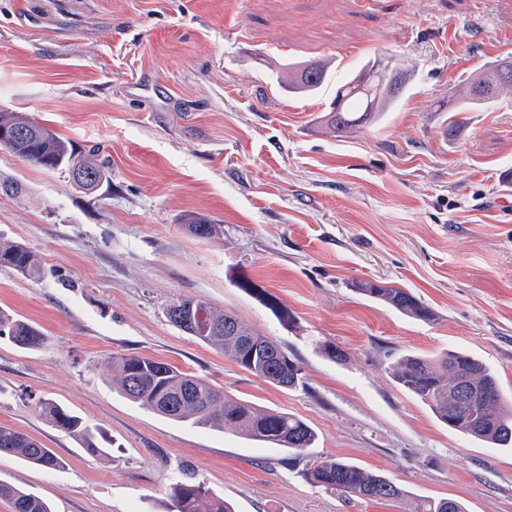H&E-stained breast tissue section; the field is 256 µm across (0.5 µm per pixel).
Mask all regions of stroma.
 <instances>
[{
    "mask_svg": "<svg viewBox=\"0 0 512 512\" xmlns=\"http://www.w3.org/2000/svg\"><path fill=\"white\" fill-rule=\"evenodd\" d=\"M318 59L336 81L377 59L416 79L379 123L338 134L333 90L295 96L272 76ZM508 60L512 0H0V108L100 146L110 170L90 193L0 151V182L22 186L0 190V236L40 262L34 276L0 266V310L45 336L32 350L0 338V425L67 462L2 454L0 481L53 512H176L169 488L188 474L233 512H416L448 498L512 512V451L441 425L388 371L402 353L461 348L512 394V215L494 204L512 170V92L482 112L438 106ZM142 80L148 96H130ZM195 215L223 239L192 235ZM359 281L410 291L435 322L365 299ZM180 297L278 341L303 386L264 382L174 327L166 309ZM129 354L298 416L316 454L383 474L403 496L327 492L304 478L308 459L129 402L111 369ZM42 399L95 426L104 454L54 429Z\"/></svg>",
    "mask_w": 512,
    "mask_h": 512,
    "instance_id": "obj_1",
    "label": "stroma"
}]
</instances>
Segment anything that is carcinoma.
<instances>
[{
    "label": "carcinoma",
    "mask_w": 512,
    "mask_h": 512,
    "mask_svg": "<svg viewBox=\"0 0 512 512\" xmlns=\"http://www.w3.org/2000/svg\"><path fill=\"white\" fill-rule=\"evenodd\" d=\"M503 64L471 79L452 93L455 111L470 112L476 105L494 99L501 88L512 87V77L502 78ZM376 85L371 97L357 91L362 77L345 80L336 87L330 126L348 133L377 122L396 106L414 73L390 68L372 69ZM328 69L308 61L291 69L288 88L294 93L313 94L328 82ZM0 151L8 152L44 170L79 171L77 183L93 192L106 180L105 162L99 149L76 150L68 141L21 112L0 109ZM187 229L202 239L220 237L222 227L204 217L189 219ZM0 266L23 274L39 267L35 254L15 241L0 239ZM355 290L401 314L423 322L434 320L433 310L414 294L384 283L359 282ZM167 318L200 342L218 348L224 357L250 374L283 388L302 382V369L271 337L241 320L234 312L202 301L177 299L167 308ZM0 336L17 347L35 349L44 343L34 325L0 311ZM395 384L425 402L439 422L464 436L497 448L512 449V402L495 371L482 359L450 350L438 356L406 353L391 366ZM112 385L122 397L173 421L191 422L221 431H232L253 441L269 444L291 458L305 457L315 447L317 434L305 421L286 411L269 409L231 397L201 376L183 372L151 357L122 355L112 358ZM41 412L57 430L78 436L86 448L101 454L95 444V429L70 408L43 400ZM14 455L36 467L61 470L64 458L37 439L0 425V454ZM307 479L331 493L355 495L372 502L396 499L403 490L391 479L334 456L310 463ZM177 512H231L224 498L202 482L184 478L170 488ZM0 498L12 504V512H52L40 496L0 481ZM419 512H465L452 499L427 500Z\"/></svg>",
    "instance_id": "1"
}]
</instances>
